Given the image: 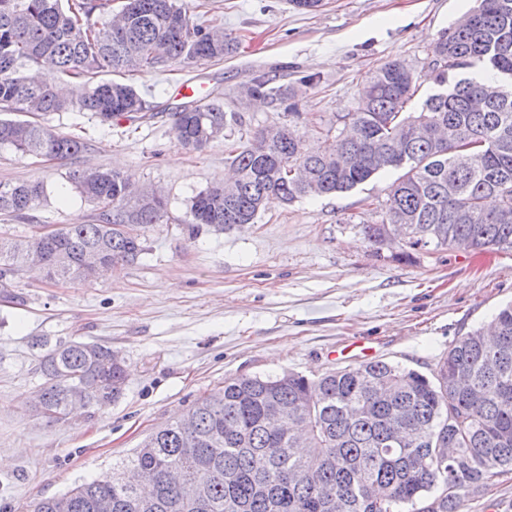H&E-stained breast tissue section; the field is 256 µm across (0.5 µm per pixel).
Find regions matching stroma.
<instances>
[{
  "label": "stroma",
  "mask_w": 512,
  "mask_h": 512,
  "mask_svg": "<svg viewBox=\"0 0 512 512\" xmlns=\"http://www.w3.org/2000/svg\"><path fill=\"white\" fill-rule=\"evenodd\" d=\"M192 21L209 20L239 40L220 62L175 64L131 82L153 118L50 113L44 123L84 138L81 154L63 162L0 150V181H41L46 201L20 215L0 214V236L23 238L42 226L91 224L93 205L58 189L69 171L116 169L135 186L168 199L169 220L142 228L146 251L133 263L90 282H47L27 273L0 293V512H31L35 502L111 470L149 435L188 412L225 379L285 370L315 377L382 360L433 376L449 347L487 325L512 302V250L420 252L374 247L363 227L380 223L399 170L387 169L336 195L266 203L255 223L224 231L179 228L189 199L223 181L224 146L264 125L296 126L306 149L320 130L335 129L356 103L366 76L397 59L424 80L408 111H420L434 85L427 53L474 0H323L314 11L288 0H179ZM269 73L296 88L297 113L271 104L240 109L235 91ZM314 74L316 86L301 85ZM201 88L202 103L239 111L224 138L189 152L178 143L172 114L176 84ZM77 340L112 347L128 380L117 402L67 423L47 424L26 404L39 391L33 339Z\"/></svg>",
  "instance_id": "35a3bbf8"
}]
</instances>
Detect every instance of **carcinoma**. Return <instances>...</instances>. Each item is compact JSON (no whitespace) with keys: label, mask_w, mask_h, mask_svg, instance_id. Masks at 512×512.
Wrapping results in <instances>:
<instances>
[{"label":"carcinoma","mask_w":512,"mask_h":512,"mask_svg":"<svg viewBox=\"0 0 512 512\" xmlns=\"http://www.w3.org/2000/svg\"><path fill=\"white\" fill-rule=\"evenodd\" d=\"M97 12L111 15L104 34ZM236 49V41L193 23L177 0H124L115 13L112 0H0V112L145 119L150 104L133 84L97 74L221 61ZM426 77L437 92L421 111L407 112L421 76L397 59L382 64L344 129L324 131L315 152L289 126L257 129L228 150L234 178L191 197L183 223L220 231L252 224L270 195L289 205L401 169L381 223L364 226L370 243L397 234L405 258L432 248H512V0H477L429 49ZM238 96L296 113L293 88L264 75ZM174 118L189 151L238 121L216 104L195 102ZM2 147L65 160L85 143L36 120L0 118ZM67 180L97 207V223L0 237V291L17 287L13 272L37 252L49 281L91 280L89 255L103 272L133 263L145 246L126 225L162 224L167 216L160 195L128 205L133 190L118 171L73 170ZM44 195L40 181L0 182V213L22 214ZM61 254L68 256L63 268ZM490 327V335L477 329L459 337L431 378L377 360L315 379L284 371L226 380L112 475L41 499L32 512H461L462 494L482 497L492 477L512 474V304ZM33 347L44 350L37 410L46 422L123 395L124 362L113 361L110 348L75 340L51 346L45 338Z\"/></svg>","instance_id":"obj_1"}]
</instances>
